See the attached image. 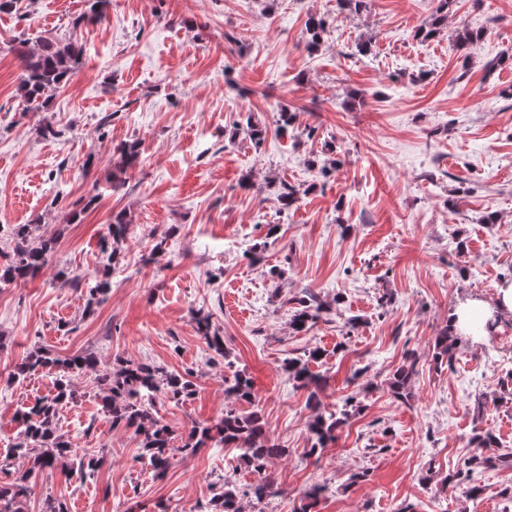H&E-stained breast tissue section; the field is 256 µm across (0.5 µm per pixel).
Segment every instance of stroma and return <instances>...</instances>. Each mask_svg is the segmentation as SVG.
<instances>
[{
  "instance_id": "stroma-1",
  "label": "stroma",
  "mask_w": 512,
  "mask_h": 512,
  "mask_svg": "<svg viewBox=\"0 0 512 512\" xmlns=\"http://www.w3.org/2000/svg\"><path fill=\"white\" fill-rule=\"evenodd\" d=\"M88 7L19 0L0 12V266L13 247L7 227L37 221L58 240L37 278L0 286V484L30 466L7 446L21 432L16 411L54 389L53 375L12 374L38 348L60 359L88 351L105 367L131 358L193 372L192 400L155 402L176 449L193 426L234 407L227 368L196 333L200 309L252 378L270 438L289 450L269 469L275 495L244 500L243 512H294L315 484L328 488L319 512H502L512 461L476 469L470 485L441 481L474 454V432L494 433L499 453L512 454V400L501 388L512 371V314L495 335H463L452 365H437L432 345L461 302H493L512 273V0H456L447 27L426 42L415 32L436 0H371L359 16L338 13L336 0H112L104 20L79 23ZM315 12L329 27L309 50L305 22ZM462 24L490 32L463 51ZM21 35L71 37L87 49L51 111L17 94L10 44ZM366 39L370 54L357 55ZM283 108L297 115L292 133L259 148L235 135L245 114L270 126ZM47 122L63 136L41 138ZM133 140L140 162L113 187V149ZM279 181L301 190L284 218ZM120 210L130 236L105 302L88 312L79 292L52 280L62 267L102 276L100 239ZM491 212L495 223H484ZM160 238L165 251L151 255ZM273 266L281 279L269 276ZM307 292L329 310L297 333L290 301ZM315 347L325 351L311 366L326 378L319 408L349 396L362 406L316 461L303 454L316 410L284 368ZM411 354L410 396L399 401L388 379ZM360 369L371 391L354 381ZM74 390L58 429L105 463L86 483L59 466L37 472L27 512L50 497L69 512H154L161 503L198 512L223 484L255 482L237 450L221 446L176 452L155 476L132 432L102 411L94 375ZM361 472L366 480L353 482ZM474 484L480 497L469 493Z\"/></svg>"
}]
</instances>
